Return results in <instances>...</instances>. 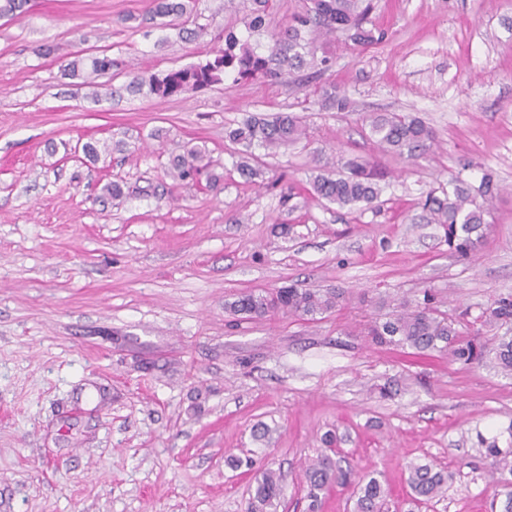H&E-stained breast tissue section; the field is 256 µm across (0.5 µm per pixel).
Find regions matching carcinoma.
Segmentation results:
<instances>
[{"label": "carcinoma", "mask_w": 512, "mask_h": 512, "mask_svg": "<svg viewBox=\"0 0 512 512\" xmlns=\"http://www.w3.org/2000/svg\"><path fill=\"white\" fill-rule=\"evenodd\" d=\"M239 5L246 12V24L251 32L267 31L268 0H239ZM370 9L369 0H306L302 11L282 29L271 33L272 46L266 56L240 42L234 32L229 31L224 34V47L213 51L205 61L162 74H137L128 88L139 91L146 86L155 97L168 99L220 83L229 72L241 78L276 82L305 70L318 75L328 70L330 58L317 56L310 34L319 31L328 35L341 31L355 45L371 43L374 35L364 28ZM146 20L159 28H177L194 40L206 34V27L197 23L191 0H153ZM67 67L70 76L98 87L97 79L112 67V60L106 56H89L75 59ZM323 96L325 105L330 108L339 111L348 108L347 97L336 92L334 86L323 90ZM366 121L380 149L401 158L423 155L434 142L433 132L416 118L372 113L366 116ZM305 135L302 117L293 112H277L272 116L252 114L227 131L226 137L237 146V170L252 178L259 175V170L250 164L256 149L263 148L275 154L295 145ZM210 167L206 148L194 144L170 160L168 173L189 182L204 175L207 183L215 187L220 177L209 173ZM344 168V173L330 171L314 175L311 181L314 193L341 208L374 207L381 194L377 174L367 170L365 162L348 160ZM495 191L488 175L477 185L456 179L452 182V190L441 196L433 191L426 193L421 202L426 222L441 225L448 247L460 257L469 259L478 254L485 243V215ZM344 301L345 291L341 288L323 290L291 285L243 292L225 301L224 310L246 319L296 315L314 320L337 310ZM477 320L485 327L503 328L505 332L484 338L479 331H470L461 321L425 301L413 307L403 304L385 320L371 322L367 335L377 345L444 353L448 360L463 366L480 365L490 358L501 371L512 374V296L491 302ZM487 451L498 458L501 471L512 474L511 450L504 452L492 443ZM304 480L308 490V512H319L322 493L335 484L349 483L351 473L332 456L323 453L305 468ZM406 482L412 504L419 505L445 493L448 473L432 463H411L407 466ZM357 485L354 512H383L388 490L379 479L367 475ZM281 495L280 474L272 469L263 470L256 479L248 512H274Z\"/></svg>", "instance_id": "carcinoma-1"}]
</instances>
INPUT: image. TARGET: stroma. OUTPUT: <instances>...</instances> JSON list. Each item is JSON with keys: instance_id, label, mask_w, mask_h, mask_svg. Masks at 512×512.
Listing matches in <instances>:
<instances>
[{"instance_id": "obj_1", "label": "stroma", "mask_w": 512, "mask_h": 512, "mask_svg": "<svg viewBox=\"0 0 512 512\" xmlns=\"http://www.w3.org/2000/svg\"><path fill=\"white\" fill-rule=\"evenodd\" d=\"M150 3L29 0L0 18V512H248L267 468L282 478L278 512H307L303 469L329 432L343 468L380 474L390 512L411 461L450 475L419 512H491L501 488L486 445L512 448V377L378 346L364 328L428 294L471 321L512 294V0H372L367 27L383 40L337 36L309 87L229 76L169 100L125 86L205 59L225 31L262 53L269 38L248 34L230 0H196L204 39L151 31ZM91 54L114 62L97 90L64 70ZM331 86L348 111L323 108ZM275 112L303 116L307 136L259 156L245 181L225 131ZM371 112L419 118L433 153L383 152ZM89 140L107 146L94 163L78 151ZM118 140L125 150L110 151ZM190 142L218 188L168 175ZM319 152L382 171L379 210L315 195ZM486 173L487 241L464 260L419 202ZM288 285L348 300L314 320L224 311L235 294Z\"/></svg>"}]
</instances>
